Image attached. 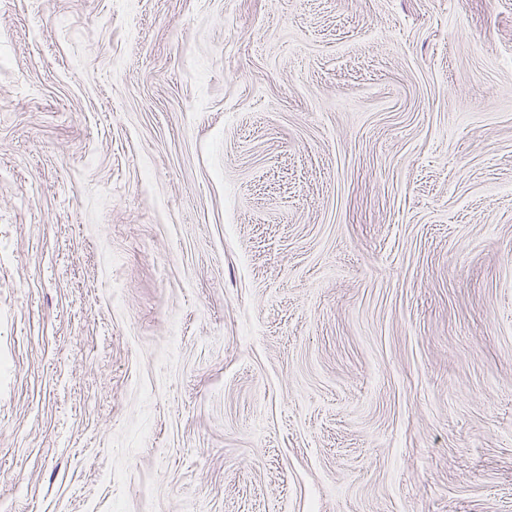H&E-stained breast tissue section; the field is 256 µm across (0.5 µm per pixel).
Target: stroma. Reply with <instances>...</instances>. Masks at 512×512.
<instances>
[{"instance_id":"1","label":"stroma","mask_w":512,"mask_h":512,"mask_svg":"<svg viewBox=\"0 0 512 512\" xmlns=\"http://www.w3.org/2000/svg\"><path fill=\"white\" fill-rule=\"evenodd\" d=\"M0 512H512V0H0Z\"/></svg>"}]
</instances>
